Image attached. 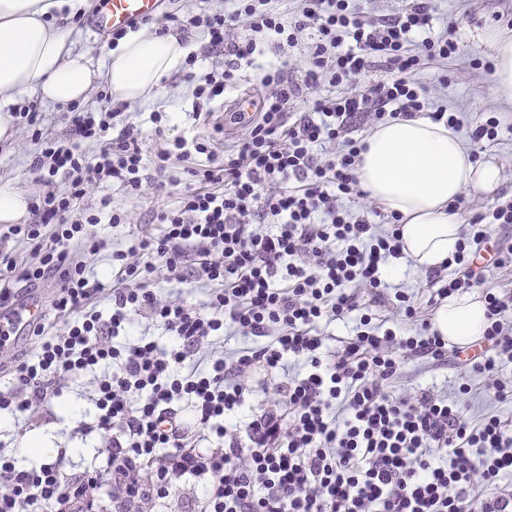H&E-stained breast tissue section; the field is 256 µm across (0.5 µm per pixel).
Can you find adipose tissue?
Masks as SVG:
<instances>
[{
    "mask_svg": "<svg viewBox=\"0 0 512 512\" xmlns=\"http://www.w3.org/2000/svg\"><path fill=\"white\" fill-rule=\"evenodd\" d=\"M89 6V0H0V107L26 95L51 105L81 102L100 80L114 101L133 106L149 100L162 79L179 72L197 49L179 32L141 28L94 63L51 16ZM478 39L492 52L496 94L512 103V29L489 27ZM365 142L357 167L361 186L385 211L401 216L404 252L416 270L448 261L461 245L463 225L450 204L471 194L497 193L498 163L473 159L460 138L427 118L378 124ZM486 326V304L474 291L448 297L432 317L433 331L457 344L482 336Z\"/></svg>",
    "mask_w": 512,
    "mask_h": 512,
    "instance_id": "obj_1",
    "label": "adipose tissue"
}]
</instances>
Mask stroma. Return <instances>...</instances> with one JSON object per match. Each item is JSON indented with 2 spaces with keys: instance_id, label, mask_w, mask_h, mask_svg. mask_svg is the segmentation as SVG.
Wrapping results in <instances>:
<instances>
[{
  "instance_id": "1",
  "label": "stroma",
  "mask_w": 512,
  "mask_h": 512,
  "mask_svg": "<svg viewBox=\"0 0 512 512\" xmlns=\"http://www.w3.org/2000/svg\"><path fill=\"white\" fill-rule=\"evenodd\" d=\"M437 21L435 32L450 31L457 44V51L451 57L426 60L416 72L414 79L424 87L431 101L448 106L449 110L460 113L464 124L470 125L486 119L490 113H499L502 130L499 140L487 148V155L497 159L502 168L503 187L501 194L512 197V104L500 101L494 94L492 75L483 69L488 53L477 40L478 30L486 27H512V0H435ZM192 84L180 81L166 87H159L152 99L130 107L127 120L139 133L145 149H153L157 137L155 126L150 119L153 111L165 112L169 125L185 128V114L191 111L194 98ZM36 146L24 129L8 127L0 135V189L8 188L31 196L38 188L35 174L29 169V160ZM112 197L114 208L131 215L127 224L98 226L101 237L111 243L128 242L131 236L152 232L149 225V211L163 205V198L144 192L135 198L127 196L118 185L109 183L93 188L90 197L101 195ZM462 382L461 371L456 363L435 369L424 362H406L393 388L399 393H411L420 388L434 390L435 394L459 401L465 419L473 421L483 414L498 415L501 421L512 424V403L493 406L476 394L482 385L481 377L471 378V394L459 392ZM98 379L93 374L82 373L75 377L70 389L53 405L31 415L21 416L18 424L0 429V441L8 448L22 450L31 432L42 431L50 434L54 449H65L75 470L81 471L95 463L98 448L104 447L107 436L94 432L86 436L72 434V421L65 419L64 410L73 406L84 411L90 409L88 400L97 388Z\"/></svg>"
}]
</instances>
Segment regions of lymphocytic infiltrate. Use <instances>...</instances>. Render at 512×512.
Wrapping results in <instances>:
<instances>
[{
  "label": "lymphocytic infiltrate",
  "mask_w": 512,
  "mask_h": 512,
  "mask_svg": "<svg viewBox=\"0 0 512 512\" xmlns=\"http://www.w3.org/2000/svg\"><path fill=\"white\" fill-rule=\"evenodd\" d=\"M435 11L432 0H414L366 20L349 0H296L288 18L274 0H196L183 21L222 61L199 74L196 56L187 58L182 79L199 102L234 88L259 45L281 54L313 34L304 64L285 60L262 74L259 116L220 160L199 137L161 129L143 150L126 104L103 93L99 107L73 103L61 113L67 144L44 139L36 105L20 107L40 145L30 169L57 187L33 192L28 221L8 227L29 255L20 263L0 253V273L19 284L0 289V307L52 287L65 330L33 328L41 343L13 366L0 411L33 413L100 367L95 417L75 431L110 432L112 444L88 473L72 471L62 452L17 466L0 442V512H512V430L492 414L469 423L457 401L427 389L391 390L409 359L447 363V344L429 324L404 334L399 323L481 283L477 246L486 225L512 228V199L471 217L453 272L427 271L428 298L416 306L382 279L389 259L404 256L399 227L376 223L380 210L365 205L356 174L366 145L343 137L388 115H425L466 129L474 149L497 141L500 119L463 127L411 79L422 59L457 50L433 36ZM239 24L249 37L229 39ZM324 84L343 95L320 94ZM195 155L205 163L190 166ZM106 182L132 197L148 188L173 197L151 215L159 234L113 251L93 235L101 221H130L110 198L86 203L89 186ZM105 250L108 285L78 259ZM200 281L207 301L197 305L183 287ZM163 282L166 298L156 291ZM485 302L486 354L460 368L484 377L486 398L511 404L512 381L499 368L512 361V292L487 291ZM386 304L389 322L374 323L372 307ZM142 314L161 323L168 348L129 342ZM338 321L354 328L334 351ZM223 334L248 343L225 352L215 342ZM257 399L261 413L239 425L235 414ZM190 483L200 493L172 499Z\"/></svg>",
  "instance_id": "1"
}]
</instances>
